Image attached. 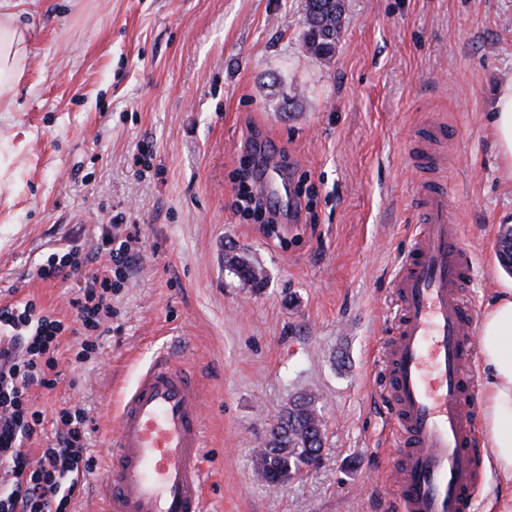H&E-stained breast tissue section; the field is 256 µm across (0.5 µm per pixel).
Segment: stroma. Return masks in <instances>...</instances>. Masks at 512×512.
<instances>
[{"label": "stroma", "mask_w": 512, "mask_h": 512, "mask_svg": "<svg viewBox=\"0 0 512 512\" xmlns=\"http://www.w3.org/2000/svg\"><path fill=\"white\" fill-rule=\"evenodd\" d=\"M32 23L24 78L0 112V301L74 323L83 273L40 280L49 253L95 247L122 219L138 260L112 297L97 356L62 363L33 401L79 400L93 468L72 512H98L124 388L172 348L200 377L210 512H389L396 461L374 349L396 305L422 127L455 132L438 175L476 257L478 307L512 286L498 260L512 225L490 116L512 75V0H345L333 57L306 52L304 0H19ZM288 163L316 221L268 233L236 210L238 175ZM266 271L241 287L229 249ZM319 397L316 469L267 487L254 460L289 397Z\"/></svg>", "instance_id": "stroma-1"}]
</instances>
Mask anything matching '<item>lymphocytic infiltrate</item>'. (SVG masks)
Here are the masks:
<instances>
[{"instance_id": "obj_1", "label": "lymphocytic infiltrate", "mask_w": 512, "mask_h": 512, "mask_svg": "<svg viewBox=\"0 0 512 512\" xmlns=\"http://www.w3.org/2000/svg\"><path fill=\"white\" fill-rule=\"evenodd\" d=\"M100 261L70 304L82 328L72 356L82 361L99 347L101 329L113 315L112 294L132 266L130 237L103 232L93 252L79 248L50 253L38 264L44 281L67 277ZM69 326L34 300L0 305V512H70L71 502L92 467L86 453L90 419L78 404H62L49 447L29 449L44 430L45 415L29 390L55 389L62 376L61 341Z\"/></svg>"}]
</instances>
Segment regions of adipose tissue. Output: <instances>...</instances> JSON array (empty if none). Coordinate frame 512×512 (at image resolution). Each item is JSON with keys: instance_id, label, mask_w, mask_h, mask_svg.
Listing matches in <instances>:
<instances>
[{"instance_id": "obj_1", "label": "adipose tissue", "mask_w": 512, "mask_h": 512, "mask_svg": "<svg viewBox=\"0 0 512 512\" xmlns=\"http://www.w3.org/2000/svg\"><path fill=\"white\" fill-rule=\"evenodd\" d=\"M16 0H0V88L20 83L29 52L30 27ZM491 126L501 172L512 179V78L500 84ZM479 360L484 375L481 426L487 467L512 484V289L487 304L479 321Z\"/></svg>"}]
</instances>
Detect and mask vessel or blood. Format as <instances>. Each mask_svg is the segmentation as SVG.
<instances>
[{
    "instance_id": "obj_1",
    "label": "vessel or blood",
    "mask_w": 512,
    "mask_h": 512,
    "mask_svg": "<svg viewBox=\"0 0 512 512\" xmlns=\"http://www.w3.org/2000/svg\"><path fill=\"white\" fill-rule=\"evenodd\" d=\"M263 188L287 199L272 160ZM414 234L389 286L396 312L377 358L400 464L388 478L400 512H473L482 477L474 362L475 271L447 190L421 184ZM196 373L172 353L154 357L116 409L101 491L105 512H208L200 493L206 435Z\"/></svg>"
}]
</instances>
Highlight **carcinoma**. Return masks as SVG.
<instances>
[{
    "instance_id": "cac0c4a2",
    "label": "carcinoma",
    "mask_w": 512,
    "mask_h": 512,
    "mask_svg": "<svg viewBox=\"0 0 512 512\" xmlns=\"http://www.w3.org/2000/svg\"><path fill=\"white\" fill-rule=\"evenodd\" d=\"M304 13V47L318 59L331 57L343 27V0H305ZM498 257L501 265L512 273L511 227L501 231ZM224 267L244 286L264 285L263 268L243 253L225 252ZM317 400L313 394H301L281 409L257 460L258 472L268 486L281 488L319 463L325 447V427Z\"/></svg>"
}]
</instances>
